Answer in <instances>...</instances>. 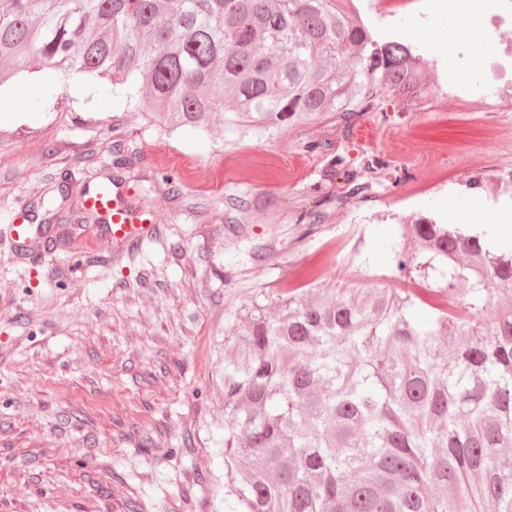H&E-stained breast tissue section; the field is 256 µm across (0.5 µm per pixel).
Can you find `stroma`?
I'll list each match as a JSON object with an SVG mask.
<instances>
[{
	"mask_svg": "<svg viewBox=\"0 0 512 512\" xmlns=\"http://www.w3.org/2000/svg\"><path fill=\"white\" fill-rule=\"evenodd\" d=\"M459 26L479 67L482 21L455 13L407 23L423 56L444 58ZM23 76L0 88V229L47 188L82 185L112 168L113 144L130 167V202L147 203L158 232L135 251L50 265L17 258L0 238V512H224V340L237 312L274 304L312 278L324 288L398 286L391 241L398 220L452 200L449 221L483 224L470 179L512 170V137L490 136L483 112H408L360 118L350 140L331 121L249 136L225 147L183 126L165 132L125 107L120 85L89 83L39 100ZM328 141L350 157L383 154L389 172L357 192L323 181ZM449 144L465 162L447 180L420 183L404 143ZM175 175L171 202L161 177ZM322 182L325 223L301 221L307 185ZM271 199L227 223L226 198ZM81 258V277L71 265Z\"/></svg>",
	"mask_w": 512,
	"mask_h": 512,
	"instance_id": "obj_1",
	"label": "stroma"
}]
</instances>
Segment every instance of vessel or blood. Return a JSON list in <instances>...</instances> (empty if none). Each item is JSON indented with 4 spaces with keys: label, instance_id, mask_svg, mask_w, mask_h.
<instances>
[{
    "label": "vessel or blood",
    "instance_id": "b4317fda",
    "mask_svg": "<svg viewBox=\"0 0 512 512\" xmlns=\"http://www.w3.org/2000/svg\"><path fill=\"white\" fill-rule=\"evenodd\" d=\"M87 204L104 212L108 218L107 224L100 228L102 240L115 242L126 249L144 243L156 234V225L145 223L135 207L118 203L111 187L98 188L88 195ZM9 236L15 251L21 256L32 253L29 249L31 240H39L41 247L35 253L41 259L52 255L60 241L52 224H13L9 227Z\"/></svg>",
    "mask_w": 512,
    "mask_h": 512
}]
</instances>
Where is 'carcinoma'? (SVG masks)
<instances>
[{
	"mask_svg": "<svg viewBox=\"0 0 512 512\" xmlns=\"http://www.w3.org/2000/svg\"><path fill=\"white\" fill-rule=\"evenodd\" d=\"M32 59L62 83L125 85L152 125L205 137L325 118L347 137L384 92L424 91L407 46L346 0H0V84ZM388 166L331 153L324 178L359 187ZM391 249L413 287L310 283L278 294L273 315L259 302L237 314L228 512H512V248L420 216Z\"/></svg>",
	"mask_w": 512,
	"mask_h": 512,
	"instance_id": "obj_1",
	"label": "carcinoma"
}]
</instances>
